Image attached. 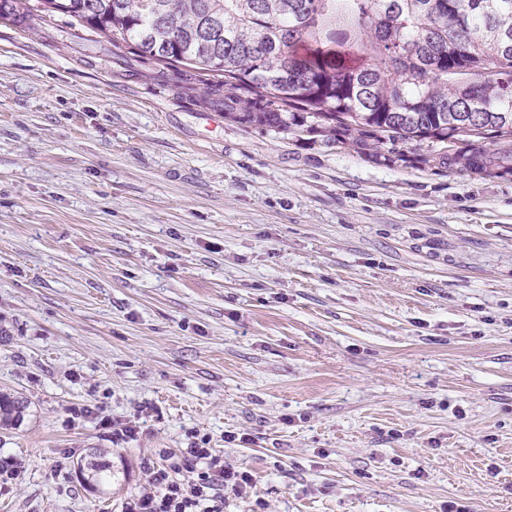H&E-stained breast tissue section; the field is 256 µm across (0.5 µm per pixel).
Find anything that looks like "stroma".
<instances>
[{"mask_svg":"<svg viewBox=\"0 0 512 512\" xmlns=\"http://www.w3.org/2000/svg\"><path fill=\"white\" fill-rule=\"evenodd\" d=\"M67 22L0 21V512L194 445L257 478L224 512H512V179L242 128ZM28 400L17 394L0 393V428L17 426L24 418ZM108 455V450L96 448L79 468L84 481L94 491L112 484V462Z\"/></svg>","mask_w":512,"mask_h":512,"instance_id":"35a3bbf8","label":"stroma"}]
</instances>
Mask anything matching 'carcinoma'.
I'll use <instances>...</instances> for the list:
<instances>
[{
    "instance_id": "obj_1",
    "label": "carcinoma",
    "mask_w": 512,
    "mask_h": 512,
    "mask_svg": "<svg viewBox=\"0 0 512 512\" xmlns=\"http://www.w3.org/2000/svg\"><path fill=\"white\" fill-rule=\"evenodd\" d=\"M55 13L71 36L128 46L188 95L203 85L198 102L243 128L512 177V0H0V20L28 29ZM448 138L464 148L418 150ZM27 407L0 393V428ZM108 455L97 448L80 467L94 491L112 484Z\"/></svg>"
}]
</instances>
